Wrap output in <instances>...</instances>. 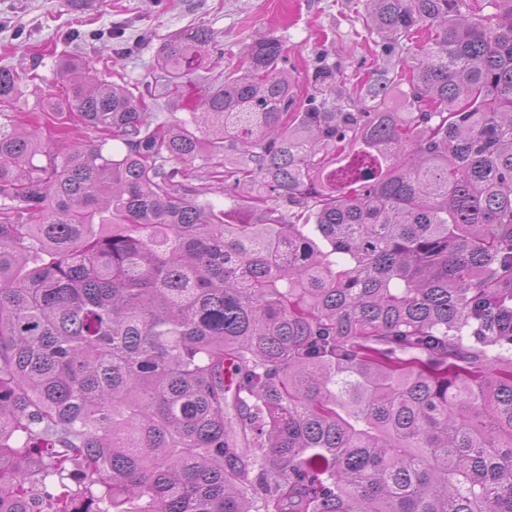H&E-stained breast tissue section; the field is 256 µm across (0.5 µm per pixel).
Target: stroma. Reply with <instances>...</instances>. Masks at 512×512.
Segmentation results:
<instances>
[{
  "mask_svg": "<svg viewBox=\"0 0 512 512\" xmlns=\"http://www.w3.org/2000/svg\"><path fill=\"white\" fill-rule=\"evenodd\" d=\"M362 0H0V67L24 65L41 77V97L22 110L38 117L51 145L59 140L46 98L63 96L55 57L67 53L95 67L119 71L130 87L153 82L160 43L200 23L209 27L225 62H235L244 45L267 34L287 51V69L298 77V100L311 90L321 56L339 64L346 90H354L375 66V45L363 37Z\"/></svg>",
  "mask_w": 512,
  "mask_h": 512,
  "instance_id": "35a3bbf8",
  "label": "stroma"
}]
</instances>
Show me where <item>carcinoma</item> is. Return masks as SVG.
Listing matches in <instances>:
<instances>
[{"mask_svg": "<svg viewBox=\"0 0 512 512\" xmlns=\"http://www.w3.org/2000/svg\"><path fill=\"white\" fill-rule=\"evenodd\" d=\"M465 5L364 0L356 98L275 35L138 93L62 55L64 149L0 67V512H512V0Z\"/></svg>", "mask_w": 512, "mask_h": 512, "instance_id": "obj_1", "label": "carcinoma"}]
</instances>
